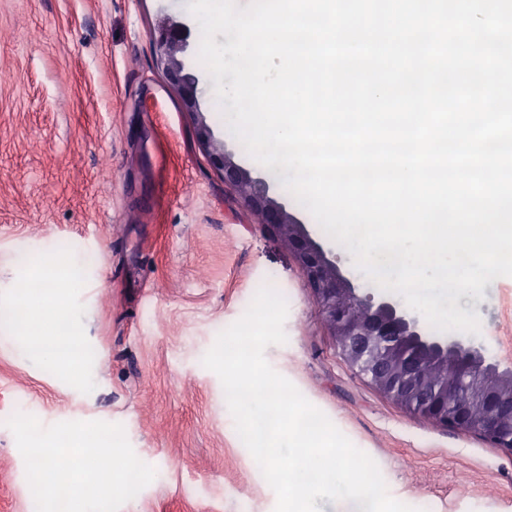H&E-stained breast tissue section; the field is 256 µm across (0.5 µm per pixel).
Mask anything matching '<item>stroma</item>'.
<instances>
[{"label": "stroma", "instance_id": "1", "mask_svg": "<svg viewBox=\"0 0 512 512\" xmlns=\"http://www.w3.org/2000/svg\"><path fill=\"white\" fill-rule=\"evenodd\" d=\"M190 0H0V512H36L7 425H122L155 479L119 512H275L219 377L202 364L263 285L286 299L272 368L377 463L418 512H512V451L410 415L337 355L293 254L209 163L195 120L154 62L161 13L199 35ZM191 42L186 62L217 141L305 224L361 291L378 286L285 190L243 155ZM73 258L70 332L81 381L15 339L13 297L46 250ZM479 341L512 342V277L474 300Z\"/></svg>", "mask_w": 512, "mask_h": 512}]
</instances>
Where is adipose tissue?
<instances>
[{
  "instance_id": "obj_1",
  "label": "adipose tissue",
  "mask_w": 512,
  "mask_h": 512,
  "mask_svg": "<svg viewBox=\"0 0 512 512\" xmlns=\"http://www.w3.org/2000/svg\"><path fill=\"white\" fill-rule=\"evenodd\" d=\"M72 262L69 258L50 253L43 259L37 280L39 291L22 288L14 296V304L25 324H39L51 334L52 344L63 347L67 344L66 302L58 289L59 283L68 281Z\"/></svg>"
}]
</instances>
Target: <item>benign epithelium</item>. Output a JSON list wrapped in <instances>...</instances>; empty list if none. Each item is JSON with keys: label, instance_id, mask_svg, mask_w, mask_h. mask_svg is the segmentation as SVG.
<instances>
[{"label": "benign epithelium", "instance_id": "7a95c632", "mask_svg": "<svg viewBox=\"0 0 512 512\" xmlns=\"http://www.w3.org/2000/svg\"><path fill=\"white\" fill-rule=\"evenodd\" d=\"M190 38L189 28L163 17L154 37L156 67L194 116L197 138L224 184L302 267L340 358L399 408L512 451V369L490 361L485 345L474 338L431 336L409 308L359 292L305 225L270 195L267 184L214 141L200 109L197 81L185 63Z\"/></svg>", "mask_w": 512, "mask_h": 512}]
</instances>
